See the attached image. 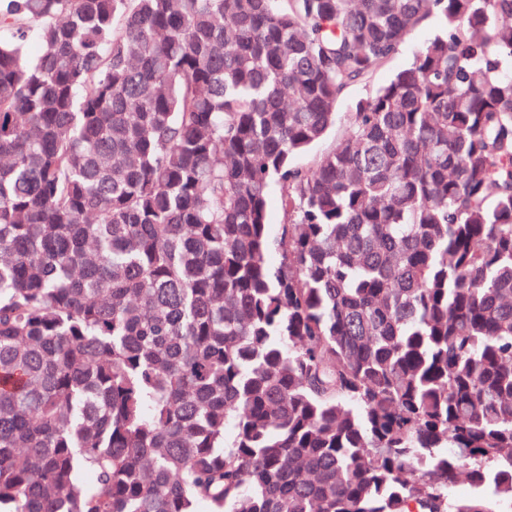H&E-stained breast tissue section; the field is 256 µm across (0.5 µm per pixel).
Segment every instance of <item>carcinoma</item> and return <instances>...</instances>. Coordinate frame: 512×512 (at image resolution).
Wrapping results in <instances>:
<instances>
[{"mask_svg": "<svg viewBox=\"0 0 512 512\" xmlns=\"http://www.w3.org/2000/svg\"><path fill=\"white\" fill-rule=\"evenodd\" d=\"M503 504L512 0H0V512ZM438 20L433 18L426 26L418 30L399 53L391 60V62L382 70H380L373 80L367 84H360L352 87L343 101L340 108L341 112H348L352 103L366 95L370 94L377 86L386 82L393 73L404 68L412 59L414 52L430 38L436 29Z\"/></svg>", "mask_w": 512, "mask_h": 512, "instance_id": "obj_1", "label": "carcinoma"}]
</instances>
